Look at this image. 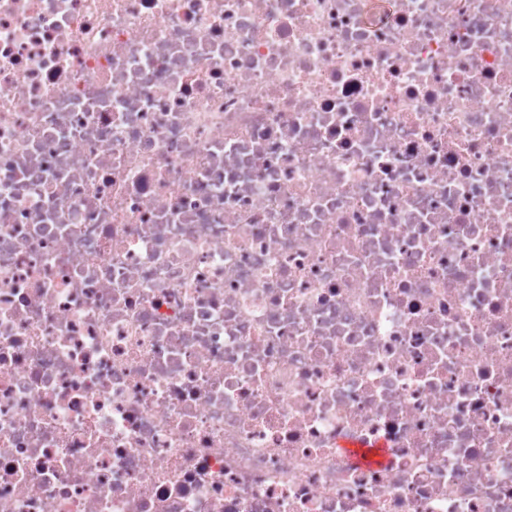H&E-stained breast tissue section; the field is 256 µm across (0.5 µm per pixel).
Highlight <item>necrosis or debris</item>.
Segmentation results:
<instances>
[{
    "label": "necrosis or debris",
    "mask_w": 512,
    "mask_h": 512,
    "mask_svg": "<svg viewBox=\"0 0 512 512\" xmlns=\"http://www.w3.org/2000/svg\"><path fill=\"white\" fill-rule=\"evenodd\" d=\"M0 512H512V0H0ZM340 447L346 448L357 461L367 464H381L386 458L384 447L381 445L345 442Z\"/></svg>",
    "instance_id": "obj_1"
}]
</instances>
